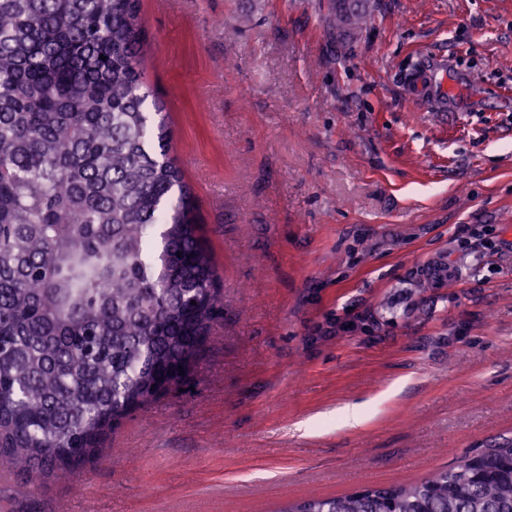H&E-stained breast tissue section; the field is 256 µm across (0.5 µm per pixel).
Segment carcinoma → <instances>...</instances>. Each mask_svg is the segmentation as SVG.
<instances>
[{
	"mask_svg": "<svg viewBox=\"0 0 512 512\" xmlns=\"http://www.w3.org/2000/svg\"><path fill=\"white\" fill-rule=\"evenodd\" d=\"M140 0H0V458L51 477L191 374L223 312ZM105 59H100V56ZM281 512H512V444Z\"/></svg>",
	"mask_w": 512,
	"mask_h": 512,
	"instance_id": "cac0c4a2",
	"label": "carcinoma"
}]
</instances>
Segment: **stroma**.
Returning a JSON list of instances; mask_svg holds the SVG:
<instances>
[{
    "mask_svg": "<svg viewBox=\"0 0 512 512\" xmlns=\"http://www.w3.org/2000/svg\"><path fill=\"white\" fill-rule=\"evenodd\" d=\"M364 9L141 0L224 313L98 458L0 460V512H276L512 438V0Z\"/></svg>",
    "mask_w": 512,
    "mask_h": 512,
    "instance_id": "35a3bbf8",
    "label": "stroma"
}]
</instances>
